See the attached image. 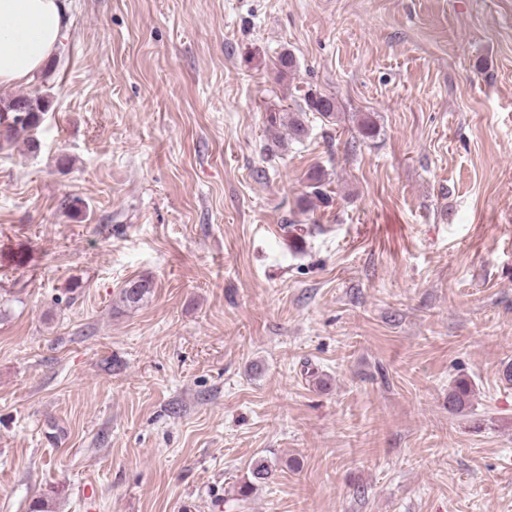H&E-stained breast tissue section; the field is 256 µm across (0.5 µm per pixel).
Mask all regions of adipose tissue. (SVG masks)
<instances>
[{
  "mask_svg": "<svg viewBox=\"0 0 512 512\" xmlns=\"http://www.w3.org/2000/svg\"><path fill=\"white\" fill-rule=\"evenodd\" d=\"M68 23L67 0H0V86L33 81Z\"/></svg>",
  "mask_w": 512,
  "mask_h": 512,
  "instance_id": "obj_1",
  "label": "adipose tissue"
}]
</instances>
